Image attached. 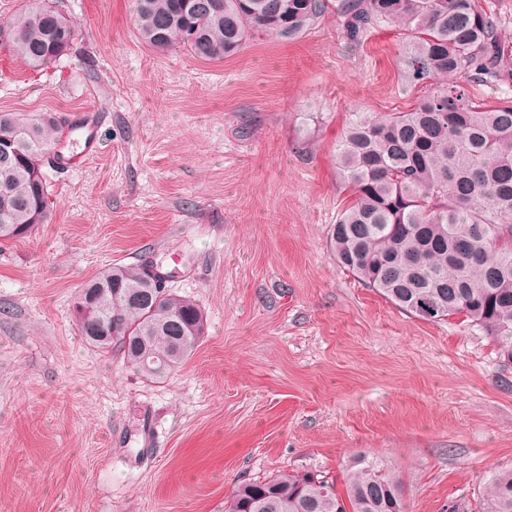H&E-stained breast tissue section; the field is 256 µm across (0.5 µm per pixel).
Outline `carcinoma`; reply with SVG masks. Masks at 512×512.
I'll list each match as a JSON object with an SVG mask.
<instances>
[{"mask_svg": "<svg viewBox=\"0 0 512 512\" xmlns=\"http://www.w3.org/2000/svg\"><path fill=\"white\" fill-rule=\"evenodd\" d=\"M134 0L140 40L221 61L265 34L293 40L329 10L358 41L382 25L406 35L409 84L442 80L409 112L353 120L336 146L351 202L330 246L338 263L398 309L426 321L456 316L481 326L512 361V100H473L466 79L500 81L499 19L479 0ZM71 21L50 0H24L0 36L29 65L66 54ZM60 123L48 112H0V245L51 215L47 170L59 167ZM76 326L103 353L158 382L186 363L205 334L201 307L158 291L145 264H114L79 292ZM224 512H407L399 476L360 458L343 489L310 471L236 486ZM480 512H512V470L490 474Z\"/></svg>", "mask_w": 512, "mask_h": 512, "instance_id": "cac0c4a2", "label": "carcinoma"}]
</instances>
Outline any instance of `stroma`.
I'll return each instance as SVG.
<instances>
[{"instance_id":"obj_1","label":"stroma","mask_w":512,"mask_h":512,"mask_svg":"<svg viewBox=\"0 0 512 512\" xmlns=\"http://www.w3.org/2000/svg\"><path fill=\"white\" fill-rule=\"evenodd\" d=\"M77 37L36 71L0 48V112H96L55 148L50 223L0 250V512H224L241 482L387 462L409 512H477L512 468V361L462 317L401 313L341 268L336 145L354 113L411 111L391 26L350 44L328 12L217 62L158 53L133 0H57ZM160 262L207 316L147 381L77 334L73 299Z\"/></svg>"}]
</instances>
